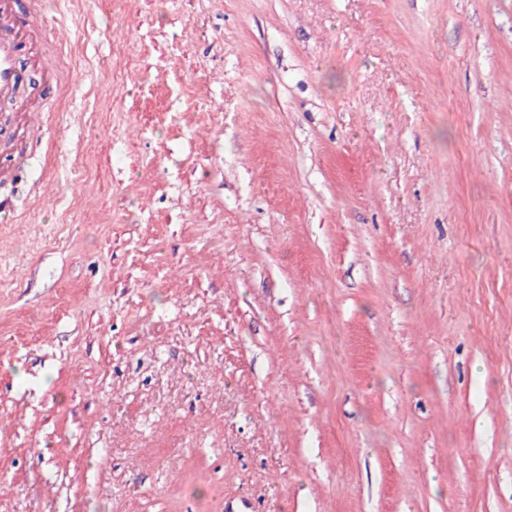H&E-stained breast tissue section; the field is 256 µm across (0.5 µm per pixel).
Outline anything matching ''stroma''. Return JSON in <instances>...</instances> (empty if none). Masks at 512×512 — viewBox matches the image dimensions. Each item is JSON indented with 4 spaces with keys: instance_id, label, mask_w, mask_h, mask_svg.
I'll list each match as a JSON object with an SVG mask.
<instances>
[{
    "instance_id": "obj_1",
    "label": "stroma",
    "mask_w": 512,
    "mask_h": 512,
    "mask_svg": "<svg viewBox=\"0 0 512 512\" xmlns=\"http://www.w3.org/2000/svg\"><path fill=\"white\" fill-rule=\"evenodd\" d=\"M44 5L0 512H512V0Z\"/></svg>"
}]
</instances>
